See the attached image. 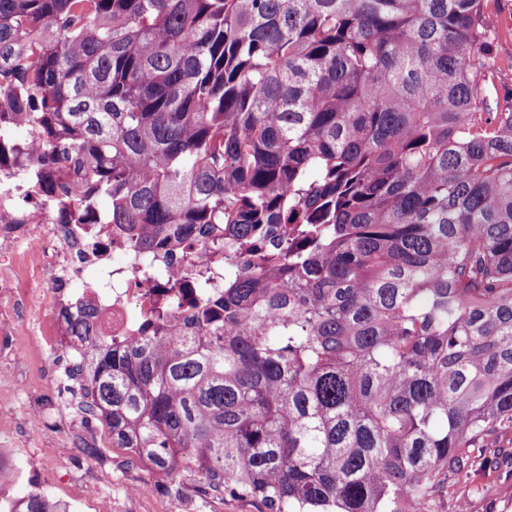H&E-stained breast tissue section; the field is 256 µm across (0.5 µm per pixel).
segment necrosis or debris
<instances>
[{"label":"necrosis or debris","instance_id":"necrosis-or-debris-1","mask_svg":"<svg viewBox=\"0 0 512 512\" xmlns=\"http://www.w3.org/2000/svg\"><path fill=\"white\" fill-rule=\"evenodd\" d=\"M0 212L10 217L0 224V311L7 317L0 335L33 336L53 352L64 349L65 309L92 304L103 335L134 340L142 319L167 299L172 274L188 281L208 267L199 249L183 244L161 259V277L142 282L138 270L147 259L128 255L113 264L119 243L109 225L67 223L57 195L34 194L29 170L11 161L0 164ZM88 267L97 269L106 295H74L72 284Z\"/></svg>","mask_w":512,"mask_h":512}]
</instances>
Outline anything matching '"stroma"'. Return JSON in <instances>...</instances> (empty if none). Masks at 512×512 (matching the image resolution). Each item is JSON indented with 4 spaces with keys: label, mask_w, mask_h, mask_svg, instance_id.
Masks as SVG:
<instances>
[{
    "label": "stroma",
    "mask_w": 512,
    "mask_h": 512,
    "mask_svg": "<svg viewBox=\"0 0 512 512\" xmlns=\"http://www.w3.org/2000/svg\"><path fill=\"white\" fill-rule=\"evenodd\" d=\"M23 359L20 363H0V374L26 378L30 386L28 399L44 412L40 424L30 423L10 396L0 397V448L15 449L17 470L37 472L41 483L30 480L16 482L10 491L20 497L35 489L57 502L78 501L82 512H98L100 498L112 500L113 512H266L257 501L230 498L211 499L202 503L191 477L178 476L167 481L149 476L142 466L126 463L125 449L113 447L100 422L82 416L73 418L58 411L55 399L38 395L37 367L44 358L43 350L30 340L21 339ZM96 435L101 456L100 467H93V457L82 451L87 435ZM484 455L498 456V469L478 473L475 485H493V495L476 493L475 485H442L437 498L440 512H512V430L487 437ZM150 477L153 493L147 498L127 495L128 484Z\"/></svg>",
    "instance_id": "obj_1"
}]
</instances>
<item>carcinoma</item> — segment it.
I'll return each mask as SVG.
<instances>
[{"label":"carcinoma","instance_id":"carcinoma-1","mask_svg":"<svg viewBox=\"0 0 512 512\" xmlns=\"http://www.w3.org/2000/svg\"><path fill=\"white\" fill-rule=\"evenodd\" d=\"M484 2L0 0V159L129 253L212 256L192 284L219 292L173 329L65 319L82 409L131 463L268 512H436L493 466L473 449L512 426V106L476 80Z\"/></svg>","mask_w":512,"mask_h":512}]
</instances>
